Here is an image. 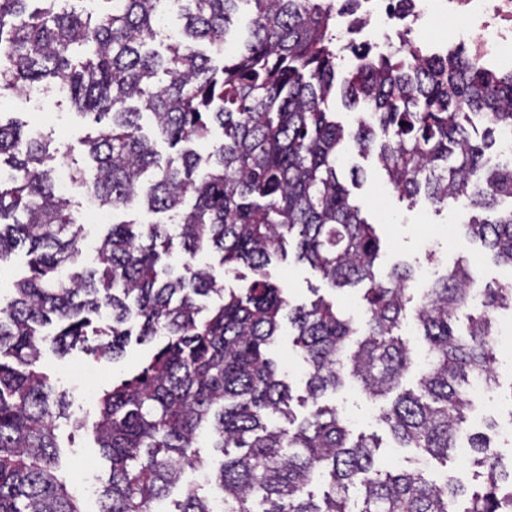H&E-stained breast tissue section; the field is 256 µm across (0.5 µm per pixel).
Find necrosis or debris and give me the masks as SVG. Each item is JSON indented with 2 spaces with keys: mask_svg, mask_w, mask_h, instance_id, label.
<instances>
[{
  "mask_svg": "<svg viewBox=\"0 0 512 512\" xmlns=\"http://www.w3.org/2000/svg\"><path fill=\"white\" fill-rule=\"evenodd\" d=\"M361 6L358 22L337 16V50L357 40L384 55L406 54L412 44L424 56L460 48L490 71L512 54V0H361ZM431 15L453 21L447 42L413 40Z\"/></svg>",
  "mask_w": 512,
  "mask_h": 512,
  "instance_id": "1",
  "label": "necrosis or debris"
}]
</instances>
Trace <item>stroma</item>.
<instances>
[{"instance_id":"35a3bbf8","label":"stroma","mask_w":512,"mask_h":512,"mask_svg":"<svg viewBox=\"0 0 512 512\" xmlns=\"http://www.w3.org/2000/svg\"><path fill=\"white\" fill-rule=\"evenodd\" d=\"M45 110L52 113L53 119L42 126L40 136L49 142L55 165L88 166L80 141L96 131L92 117L80 115L63 99L46 105ZM355 166L361 169L362 176L358 185L352 187L351 195L361 205L363 215L377 227L383 245L382 266L388 267L399 261H429L442 272L461 260L478 274L481 284L512 283V268L496 264L480 243L460 231V224L470 217L469 211L454 208L438 211L425 201H408L388 183L374 154L347 148L340 177L348 178L350 169ZM269 273L272 281L284 289L291 303L307 304L320 296L332 297L347 315L357 318L362 314L361 288L332 290L308 265L295 262L294 258L273 260ZM153 351V343L133 338L123 356L113 363L96 360L94 355L81 348L63 357L48 350L41 359L42 370L66 395L68 416L56 422L61 452L60 475L66 480L69 491L78 498L83 512H98L99 507L92 491L75 481V473L89 471L104 479L109 475V463L102 457L91 431L75 430L72 421L76 418L94 421L101 392L137 371ZM271 356L283 379L291 386L294 413L305 416L309 408L300 405L298 399L305 393L307 367L293 344L291 331H283L278 336ZM323 401L337 407L353 433H374L381 437L383 448L378 464L382 469H411V450L396 447L378 420L381 402L369 399L350 383L326 393Z\"/></svg>"}]
</instances>
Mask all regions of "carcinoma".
I'll use <instances>...</instances> for the list:
<instances>
[{
  "label": "carcinoma",
  "instance_id": "cac0c4a2",
  "mask_svg": "<svg viewBox=\"0 0 512 512\" xmlns=\"http://www.w3.org/2000/svg\"><path fill=\"white\" fill-rule=\"evenodd\" d=\"M34 2L0 0V98L45 81L64 87L103 124L81 141L94 167L73 171L74 187L113 214L137 203L174 216L177 227L114 220L98 265L72 271L81 226L57 192L50 144L0 118V169L11 172L0 181V268L26 247L30 270L0 303V512H82L57 475L65 393L39 370L42 350L65 354L95 336L86 350L113 362L135 327L156 348L99 398L92 431L110 463L99 512H152L185 467L202 463L203 435L222 456L207 471L220 496L186 486L172 512H512V462L486 434L468 436L484 478L470 491L415 469L380 470L378 438L351 437L336 407L319 404L349 376L387 401L379 419L399 447L445 466L472 408L471 380L499 386L494 313L512 310V285H488L476 302V276L458 263L415 310L427 354L417 390L403 388L412 354L398 331L415 271L403 263L380 273L376 228L337 163L350 141L375 153L408 199L441 207L462 198L495 213L464 227L512 267V162L484 160L512 126V71L488 72L462 52H366L341 96L368 118L346 129L330 112L336 0H101L105 8L87 14L32 10ZM244 6L247 33L228 56ZM172 12L184 20L181 33L164 55L147 49ZM480 112L490 122L481 145L469 132ZM145 117L175 155L157 151ZM216 127L203 165L190 144ZM176 243L191 258L217 252L224 271L245 266L252 278L225 288L209 265L176 275L164 261ZM288 249L335 290L365 285L363 319L323 297L290 305L267 272ZM212 295V308L198 302ZM285 321L307 365L302 402L311 409L300 420L268 357ZM318 480L328 486L319 501L307 492Z\"/></svg>",
  "mask_w": 512,
  "mask_h": 512
}]
</instances>
